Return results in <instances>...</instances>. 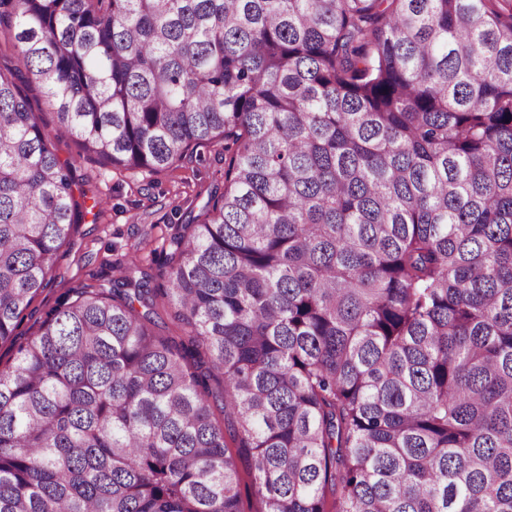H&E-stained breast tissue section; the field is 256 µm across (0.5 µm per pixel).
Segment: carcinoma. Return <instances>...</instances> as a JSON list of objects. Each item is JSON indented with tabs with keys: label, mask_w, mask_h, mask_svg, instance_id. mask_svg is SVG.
Listing matches in <instances>:
<instances>
[{
	"label": "carcinoma",
	"mask_w": 512,
	"mask_h": 512,
	"mask_svg": "<svg viewBox=\"0 0 512 512\" xmlns=\"http://www.w3.org/2000/svg\"><path fill=\"white\" fill-rule=\"evenodd\" d=\"M2 26L83 151L222 147L224 190L166 287L86 285L0 368V512H243L232 446L262 512H512V0H0ZM19 81L0 344L81 208Z\"/></svg>",
	"instance_id": "1"
}]
</instances>
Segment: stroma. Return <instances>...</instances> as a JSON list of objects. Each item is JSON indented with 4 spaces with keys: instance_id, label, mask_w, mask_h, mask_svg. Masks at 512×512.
<instances>
[{
    "instance_id": "obj_1",
    "label": "stroma",
    "mask_w": 512,
    "mask_h": 512,
    "mask_svg": "<svg viewBox=\"0 0 512 512\" xmlns=\"http://www.w3.org/2000/svg\"><path fill=\"white\" fill-rule=\"evenodd\" d=\"M34 111L54 138L55 154L69 164L75 193L84 201L77 231L54 257L57 278L35 298L21 324L23 336L35 333L48 313L86 284L111 287L120 264L136 257L148 268L152 286L164 284L159 261L176 225L199 213L208 193L224 185V154L213 149L178 167L155 174L115 168L80 152L74 139L59 129L35 79L25 84Z\"/></svg>"
}]
</instances>
